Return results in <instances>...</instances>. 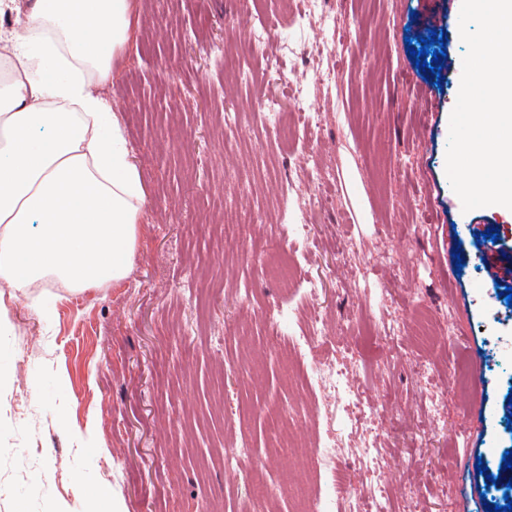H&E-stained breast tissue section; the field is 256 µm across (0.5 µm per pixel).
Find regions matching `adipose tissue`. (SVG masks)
I'll return each instance as SVG.
<instances>
[{"instance_id":"ef3b65f1","label":"adipose tissue","mask_w":512,"mask_h":512,"mask_svg":"<svg viewBox=\"0 0 512 512\" xmlns=\"http://www.w3.org/2000/svg\"><path fill=\"white\" fill-rule=\"evenodd\" d=\"M0 281L124 279L146 196L96 84L136 39V0H0Z\"/></svg>"}]
</instances>
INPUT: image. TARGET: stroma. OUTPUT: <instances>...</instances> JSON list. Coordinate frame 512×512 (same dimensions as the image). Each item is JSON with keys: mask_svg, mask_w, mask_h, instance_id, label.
<instances>
[{"mask_svg": "<svg viewBox=\"0 0 512 512\" xmlns=\"http://www.w3.org/2000/svg\"><path fill=\"white\" fill-rule=\"evenodd\" d=\"M461 2L137 0L99 88L146 192L137 248L114 284L0 282V512H299L329 441L335 512L503 504L512 307L474 234L512 245V211H463L445 172ZM433 32L436 75L409 54ZM242 42L274 66H226ZM281 307L323 317L333 396L273 338Z\"/></svg>", "mask_w": 512, "mask_h": 512, "instance_id": "35a3bbf8", "label": "stroma"}]
</instances>
